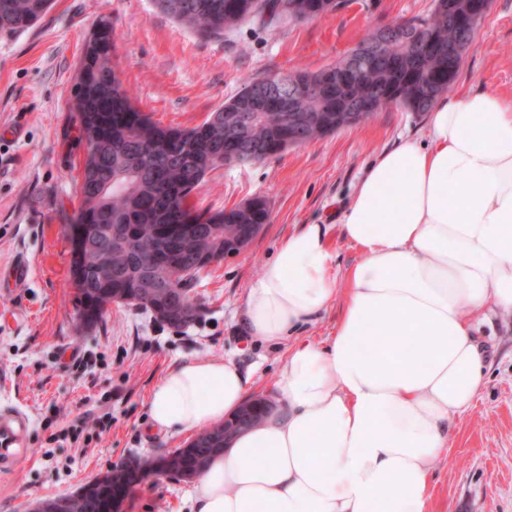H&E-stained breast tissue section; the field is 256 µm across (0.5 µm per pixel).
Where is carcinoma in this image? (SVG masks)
<instances>
[{
	"label": "carcinoma",
	"mask_w": 512,
	"mask_h": 512,
	"mask_svg": "<svg viewBox=\"0 0 512 512\" xmlns=\"http://www.w3.org/2000/svg\"><path fill=\"white\" fill-rule=\"evenodd\" d=\"M157 9L208 40L247 20L290 23L332 13L343 0H154ZM475 0H433L424 17L406 24L425 39L397 42L384 55L362 56L365 36L342 58L316 70L293 71L306 84L267 88L272 76L248 78L224 103L243 104V124L211 119L191 128L164 127L131 100L112 61V25L100 21L81 59L70 122L83 146L81 205L65 240L69 245L74 318L95 328L105 308L123 303L152 312L168 325L193 323L199 305L190 287L207 269L204 256L221 262L224 245L245 224L264 226L271 210L266 197L246 209L202 211L190 204L207 174L224 166L262 163L287 151L283 143L313 142L369 120L395 106L427 112L454 84L463 56L474 42L483 12ZM50 0H0V33L24 31L40 20ZM271 409L264 397L249 399L234 421L198 433L184 447L135 460L50 499L54 512H114L119 495L146 475L199 477L224 451L225 434L260 423Z\"/></svg>",
	"instance_id": "1"
}]
</instances>
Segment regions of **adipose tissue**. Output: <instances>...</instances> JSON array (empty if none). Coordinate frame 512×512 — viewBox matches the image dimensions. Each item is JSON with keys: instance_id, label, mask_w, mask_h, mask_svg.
Returning a JSON list of instances; mask_svg holds the SVG:
<instances>
[{"instance_id": "1", "label": "adipose tissue", "mask_w": 512, "mask_h": 512, "mask_svg": "<svg viewBox=\"0 0 512 512\" xmlns=\"http://www.w3.org/2000/svg\"><path fill=\"white\" fill-rule=\"evenodd\" d=\"M340 223L358 263L337 271L328 225L307 224L251 285L257 339L341 311L326 341L289 349L276 407L212 460L191 512H432L431 465L485 386L475 318L512 314V96L437 102L425 138L367 167ZM247 389L232 359L181 363L149 395L152 425L212 426Z\"/></svg>"}]
</instances>
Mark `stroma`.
Instances as JSON below:
<instances>
[{
    "mask_svg": "<svg viewBox=\"0 0 512 512\" xmlns=\"http://www.w3.org/2000/svg\"><path fill=\"white\" fill-rule=\"evenodd\" d=\"M432 7L348 0L324 17L270 27L247 21L204 41L153 0H53L32 28L0 34V266L21 257L31 265L24 284L0 293V406L23 407L30 422L25 452L0 469V512H30L36 500L183 447L185 436L154 430L147 400L184 360L233 359L249 378V396L273 398L288 344L246 333L240 316L250 285L304 224L330 225L337 269L359 261L339 211L376 155L426 126L425 113L391 108L263 163L212 172L192 198L196 207L220 210L262 195L271 222L245 252L202 273L192 289L200 318L176 329L115 304L85 333L73 319L64 226L80 204L74 180L83 150L69 116L94 25L111 22L114 60L137 105L161 125L190 128L246 78L317 69L375 28ZM479 86L512 94V0H491L453 89ZM481 331L492 347L486 388L432 466L434 512H512V316L490 315ZM63 345L80 351L67 365L56 359ZM190 488L148 477L130 488L124 512H188Z\"/></svg>",
    "mask_w": 512,
    "mask_h": 512,
    "instance_id": "obj_1",
    "label": "stroma"
}]
</instances>
